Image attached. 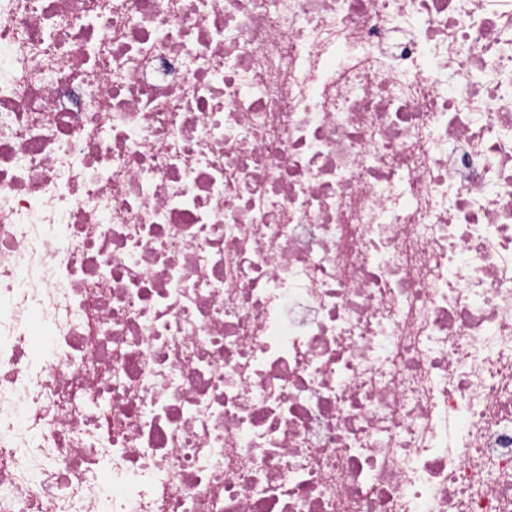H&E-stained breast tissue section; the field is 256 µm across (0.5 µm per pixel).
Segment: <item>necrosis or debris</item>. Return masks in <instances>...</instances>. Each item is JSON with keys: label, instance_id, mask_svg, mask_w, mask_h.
Here are the masks:
<instances>
[{"label": "necrosis or debris", "instance_id": "necrosis-or-debris-1", "mask_svg": "<svg viewBox=\"0 0 512 512\" xmlns=\"http://www.w3.org/2000/svg\"><path fill=\"white\" fill-rule=\"evenodd\" d=\"M0 512H512V0H0Z\"/></svg>", "mask_w": 512, "mask_h": 512}]
</instances>
